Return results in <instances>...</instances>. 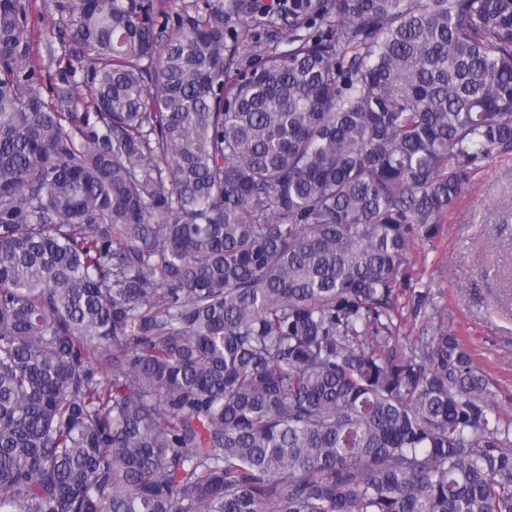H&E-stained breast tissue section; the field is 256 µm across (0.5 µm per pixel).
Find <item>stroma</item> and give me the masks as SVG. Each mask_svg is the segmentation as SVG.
<instances>
[{
    "instance_id": "obj_1",
    "label": "stroma",
    "mask_w": 512,
    "mask_h": 512,
    "mask_svg": "<svg viewBox=\"0 0 512 512\" xmlns=\"http://www.w3.org/2000/svg\"><path fill=\"white\" fill-rule=\"evenodd\" d=\"M410 260L412 285L426 298L407 301L404 336L430 321L461 336L512 416V155L482 163L437 237Z\"/></svg>"
}]
</instances>
